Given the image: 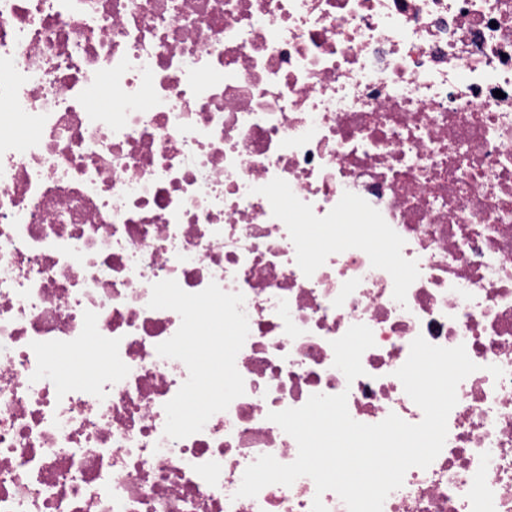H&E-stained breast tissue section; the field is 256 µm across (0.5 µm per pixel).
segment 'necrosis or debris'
I'll return each mask as SVG.
<instances>
[{
  "instance_id": "necrosis-or-debris-1",
  "label": "necrosis or debris",
  "mask_w": 512,
  "mask_h": 512,
  "mask_svg": "<svg viewBox=\"0 0 512 512\" xmlns=\"http://www.w3.org/2000/svg\"><path fill=\"white\" fill-rule=\"evenodd\" d=\"M419 336L478 369L383 512H512V0H0V512H347L236 492L419 423Z\"/></svg>"
}]
</instances>
